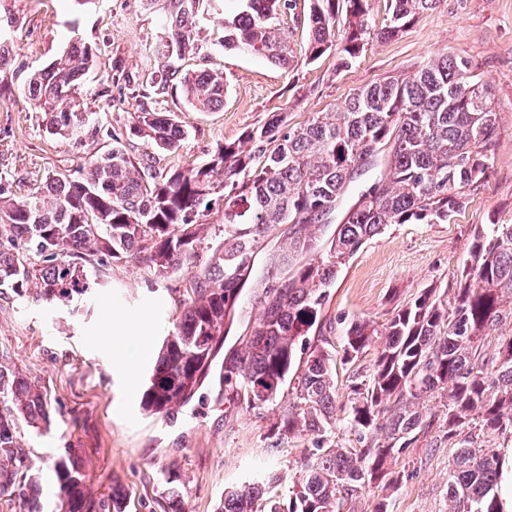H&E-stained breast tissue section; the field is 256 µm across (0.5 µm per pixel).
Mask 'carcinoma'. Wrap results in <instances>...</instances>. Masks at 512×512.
<instances>
[{"label": "carcinoma", "instance_id": "1", "mask_svg": "<svg viewBox=\"0 0 512 512\" xmlns=\"http://www.w3.org/2000/svg\"><path fill=\"white\" fill-rule=\"evenodd\" d=\"M162 62L152 79L163 95L171 78L167 48L194 49L196 0H168ZM224 26V44L286 67L288 41L276 28L288 0H243ZM372 0H313L306 56L321 58L335 47L336 18L343 22L342 63L369 40L397 36L437 0H386L375 25ZM96 54L80 41L31 74L23 95L44 112L53 135L73 136L85 125L81 78ZM187 102L207 112L224 101V77L206 70L180 78ZM158 151L179 148L184 126L164 112L145 109L130 127ZM91 164L87 178L52 175L24 199L0 190V289L36 300L72 303L99 283L101 266L131 260L161 278L189 266L191 294L181 323L152 359L142 409L168 414L193 395L208 371L225 319L253 282L262 309L250 337L224 354V400L259 410L276 402L288 385V403L272 435L314 437L291 477L288 496L271 493L276 481L235 486L218 512H341L343 502L376 482L395 485L390 468L400 450L427 431L421 401L441 404L448 444L458 453L448 471V512H503L498 492L500 457L492 436L512 437V335H498L492 354L487 337L512 325V224H477L460 279L448 304L429 289L394 315L371 372L352 385L344 421L361 448L338 446L336 385L330 354L309 338L321 318L327 288L369 239L390 224H442L465 204V189L484 180L499 144L498 112L491 90L468 76L467 62L443 53L415 71L358 90L335 112H315L290 127L280 113L237 142L224 144L189 169L155 170L131 160L122 143ZM378 171L367 190H356L357 165ZM224 201V224L205 247L203 219ZM344 209L329 238L316 231ZM288 225L286 242L267 250L268 233ZM264 253L262 270L255 261ZM345 354L358 357L376 342L366 321L350 322ZM12 414L0 413V461H19L16 421L50 423L37 386L0 369V396ZM60 512H124L122 497L94 499L65 449L55 467ZM33 475L13 470L0 493L18 498L21 512H41L29 493Z\"/></svg>", "mask_w": 512, "mask_h": 512}]
</instances>
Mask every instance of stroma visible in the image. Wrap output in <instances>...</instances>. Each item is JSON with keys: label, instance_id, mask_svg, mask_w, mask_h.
Masks as SVG:
<instances>
[{"label": "stroma", "instance_id": "35a3bbf8", "mask_svg": "<svg viewBox=\"0 0 512 512\" xmlns=\"http://www.w3.org/2000/svg\"><path fill=\"white\" fill-rule=\"evenodd\" d=\"M311 0H295L277 25L293 48L294 61L281 67L224 45L226 19L240 0H219L202 14L193 33L196 52L179 61L182 72L210 69L224 77V104L195 111L181 90L154 95L157 44L163 15L145 0H0V37L12 47L0 68V186L22 199L52 174L86 177L91 161L123 140L129 153H153L129 129L142 109L168 113L187 131L181 146L157 154L161 166L193 167L217 147L238 141L276 112L288 124H304L311 113L333 112L358 89L385 77L411 73L428 56L463 58L471 73L490 85L500 114V141L487 178L466 191L464 207L445 224H393L368 240L340 272L313 336L333 359L338 404H345L357 376L377 357L369 348L354 360L344 353L352 320L384 330L390 319L424 290L448 300L468 257L478 224H512V0H438L390 40H373L342 63L339 50L308 61ZM92 47L95 64L82 87L86 122L75 136H54L21 89L29 76L67 50L73 40ZM188 273L169 278L112 261L87 298L56 306L0 294V366L36 384L51 414L49 426L16 428L24 472L37 479L35 494L45 512H59L55 464L74 449L92 497L120 488L125 512H167L170 491L181 512H216L224 489L274 475L313 445L309 435L283 442L271 437L279 406L245 411L224 400L219 386L223 354L193 397L171 415L144 413L140 398L149 370L134 379L119 371L117 354L100 340L109 323L147 319L146 339L158 350L180 322ZM454 454L439 427H432L398 454L400 481L349 498L343 512H374L385 496L389 512H448V469Z\"/></svg>", "mask_w": 512, "mask_h": 512}]
</instances>
